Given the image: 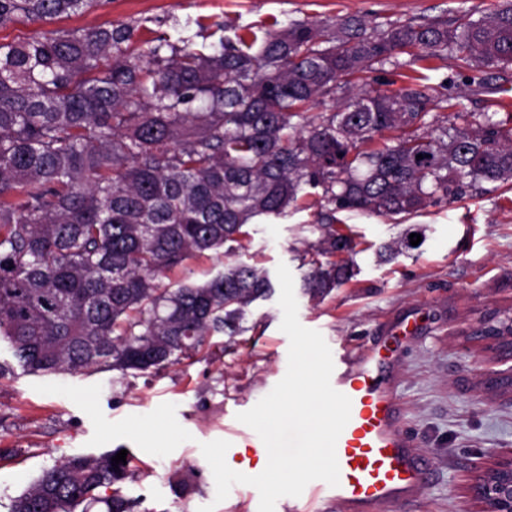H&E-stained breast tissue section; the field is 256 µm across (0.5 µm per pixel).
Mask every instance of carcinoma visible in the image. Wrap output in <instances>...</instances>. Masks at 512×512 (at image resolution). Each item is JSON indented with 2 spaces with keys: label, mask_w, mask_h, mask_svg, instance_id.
Instances as JSON below:
<instances>
[{
  "label": "carcinoma",
  "mask_w": 512,
  "mask_h": 512,
  "mask_svg": "<svg viewBox=\"0 0 512 512\" xmlns=\"http://www.w3.org/2000/svg\"><path fill=\"white\" fill-rule=\"evenodd\" d=\"M97 0H0V27L69 16ZM129 24L0 43V343L31 375L146 374L234 337L271 296L264 270L232 260L246 227L331 206L305 293L351 280L352 237L334 213L398 216L512 190V113L471 112L448 82L358 86L398 55H454L477 74L512 63V3L452 22L338 16L238 36L208 52L166 38L132 46ZM336 102L332 112L313 106ZM423 158H417V155ZM413 229L381 247L412 249ZM224 252L205 281L161 285L189 258ZM71 455L10 512H137L117 485L132 455Z\"/></svg>",
  "instance_id": "1"
}]
</instances>
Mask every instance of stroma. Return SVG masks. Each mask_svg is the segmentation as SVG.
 Masks as SVG:
<instances>
[{"label":"stroma","instance_id":"stroma-1","mask_svg":"<svg viewBox=\"0 0 512 512\" xmlns=\"http://www.w3.org/2000/svg\"><path fill=\"white\" fill-rule=\"evenodd\" d=\"M492 0H101L88 11L0 28V42L56 29L130 23L135 42L164 34L194 48L288 21L370 14L381 20L454 18L486 10ZM451 58L429 71L475 111L512 88V65L487 69L484 85ZM320 207L301 199L287 216L257 221L242 238L240 259L275 271L286 264L296 283L298 319L319 331L332 352L356 355L387 342L396 360L394 384L403 423L435 462L432 482L380 512H476L467 486L498 455L512 452V393L493 385L512 366L485 359L462 330L491 312L512 315V191H487L416 216L420 247L391 260L381 245L403 232L396 219L337 212L356 243L354 275L314 301L301 280L310 243L319 236ZM277 297L256 302L228 349L213 346L159 372L120 376L29 375L0 378V512L44 469L63 457L122 447L136 457L124 496L141 512H258L259 493L237 484L223 501L200 445L239 441L251 429L237 419L284 377L289 339Z\"/></svg>","mask_w":512,"mask_h":512}]
</instances>
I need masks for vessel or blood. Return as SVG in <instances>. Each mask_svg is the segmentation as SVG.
I'll return each mask as SVG.
<instances>
[{
  "label": "vessel or blood",
  "instance_id": "1",
  "mask_svg": "<svg viewBox=\"0 0 512 512\" xmlns=\"http://www.w3.org/2000/svg\"><path fill=\"white\" fill-rule=\"evenodd\" d=\"M381 353L363 355L353 367H337L334 389L351 401L350 420L336 443L340 479L306 486L308 503L335 502L379 512L428 484L435 464L406 432Z\"/></svg>",
  "mask_w": 512,
  "mask_h": 512
}]
</instances>
